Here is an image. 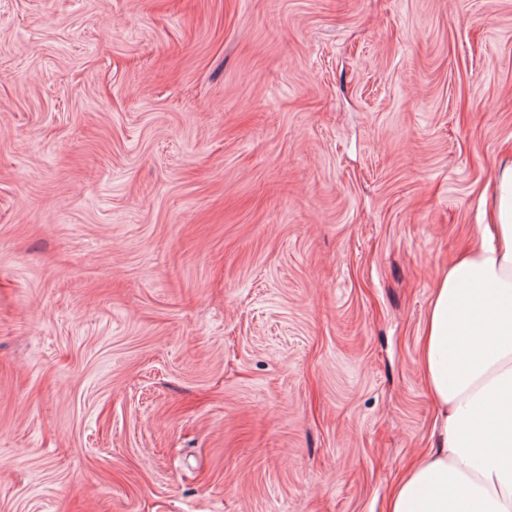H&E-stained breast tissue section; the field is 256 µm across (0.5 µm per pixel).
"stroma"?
I'll list each match as a JSON object with an SVG mask.
<instances>
[{
  "label": "stroma",
  "mask_w": 512,
  "mask_h": 512,
  "mask_svg": "<svg viewBox=\"0 0 512 512\" xmlns=\"http://www.w3.org/2000/svg\"><path fill=\"white\" fill-rule=\"evenodd\" d=\"M509 163L512 0H0V512H384Z\"/></svg>",
  "instance_id": "1"
}]
</instances>
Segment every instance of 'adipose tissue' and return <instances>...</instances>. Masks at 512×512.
I'll list each match as a JSON object with an SVG mask.
<instances>
[{"label": "adipose tissue", "instance_id": "1", "mask_svg": "<svg viewBox=\"0 0 512 512\" xmlns=\"http://www.w3.org/2000/svg\"><path fill=\"white\" fill-rule=\"evenodd\" d=\"M494 195L491 224L435 283L419 357L432 442L385 512H512V165Z\"/></svg>", "mask_w": 512, "mask_h": 512}]
</instances>
